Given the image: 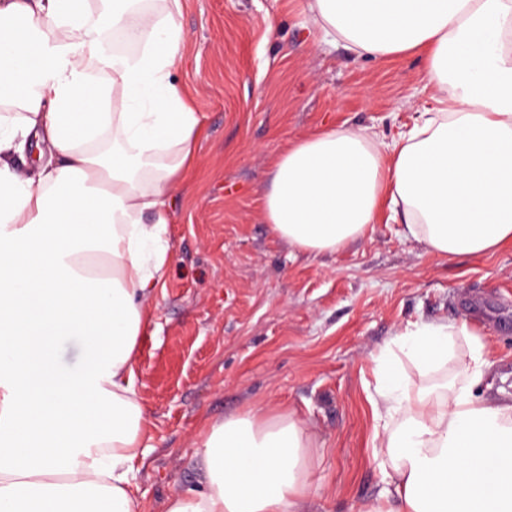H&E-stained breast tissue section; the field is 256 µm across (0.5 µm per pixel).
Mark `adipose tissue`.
<instances>
[{
    "mask_svg": "<svg viewBox=\"0 0 512 512\" xmlns=\"http://www.w3.org/2000/svg\"><path fill=\"white\" fill-rule=\"evenodd\" d=\"M319 42L380 61L422 53L432 106L392 142L325 127L273 163L265 223L333 253L382 207L439 256L512 244V0H304ZM180 8L0 0V512H144L136 463L150 418L134 365L171 251L167 199L200 120L174 78ZM143 41L118 54L104 29ZM37 172L12 161L25 144ZM80 337L81 369H59ZM489 351L467 325L409 324L372 354L371 455L388 479L366 512H512V393L477 388ZM410 361L442 385L412 389ZM202 482L165 512H303L310 436L294 413L248 410L198 434ZM80 339L77 336L65 338L59 348V363L66 370L74 371L79 367Z\"/></svg>",
    "mask_w": 512,
    "mask_h": 512,
    "instance_id": "ef3b65f1",
    "label": "adipose tissue"
}]
</instances>
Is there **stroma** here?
Instances as JSON below:
<instances>
[{"label":"stroma","instance_id":"1","mask_svg":"<svg viewBox=\"0 0 512 512\" xmlns=\"http://www.w3.org/2000/svg\"><path fill=\"white\" fill-rule=\"evenodd\" d=\"M176 73L202 122L172 195L166 284L139 339L135 384L154 447L137 465L145 512L201 478L203 422L252 407L295 413L316 450L310 512H362L382 487L366 401L372 353L408 323H467L487 343L486 397L512 384V245L433 257L378 222L333 254L297 250L265 224L274 158L327 125L383 142L429 104L421 55L323 50L301 0H180Z\"/></svg>","mask_w":512,"mask_h":512}]
</instances>
